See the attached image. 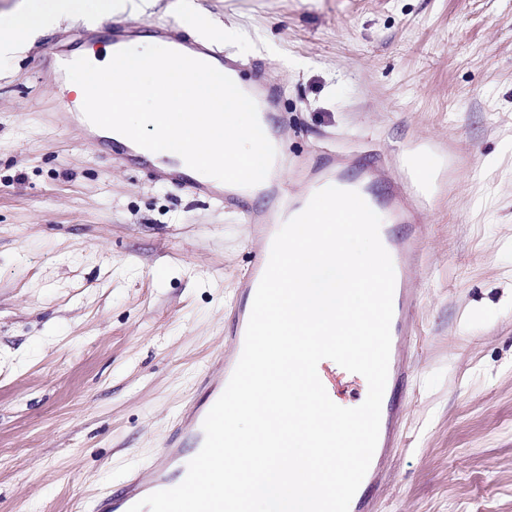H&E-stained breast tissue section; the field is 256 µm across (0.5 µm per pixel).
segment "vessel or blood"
<instances>
[{"instance_id":"b4317fda","label":"vessel or blood","mask_w":512,"mask_h":512,"mask_svg":"<svg viewBox=\"0 0 512 512\" xmlns=\"http://www.w3.org/2000/svg\"><path fill=\"white\" fill-rule=\"evenodd\" d=\"M155 34L174 51L207 62L225 72L233 68L232 63L212 46L192 41L165 28L156 29ZM263 74V69H256L244 89L256 99L260 113L264 114L269 104L276 100L278 90L265 83ZM342 165V159L335 152H327L323 174L314 183V190L328 186L349 189L351 186L343 174ZM162 176L172 185L195 196L220 202L225 210L233 212L242 209L249 193L248 188L231 184L217 188L199 174L184 169L175 159L168 161ZM356 189L371 209H381L387 214V221L381 226L379 236L392 258L395 271L391 350L381 406L378 451L374 453L365 478L350 503L351 512H374V493L383 480L382 453L398 447L400 441L397 422L404 401L398 398L397 393L406 386L409 368L407 344L415 331L412 314L418 306L415 280L422 271L423 253L413 190L401 171L388 169L379 154H370L368 166ZM247 222L254 262L236 283V302L224 325V341L212 355L209 369L201 379L207 393L205 400L184 409L175 417L150 462L130 473L120 493L98 496L93 504L94 512H128L132 505L146 496L175 487L177 481L185 479L188 462L201 450L204 443L203 422L226 389L241 357L255 294L268 265L272 242L279 231L270 214L263 210L250 211Z\"/></svg>"}]
</instances>
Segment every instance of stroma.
Masks as SVG:
<instances>
[{
    "mask_svg": "<svg viewBox=\"0 0 512 512\" xmlns=\"http://www.w3.org/2000/svg\"><path fill=\"white\" fill-rule=\"evenodd\" d=\"M172 26L267 67L289 167L422 152L419 330L376 512H512V0H112L0 51V512H89L224 337L243 212L57 122L61 59Z\"/></svg>",
    "mask_w": 512,
    "mask_h": 512,
    "instance_id": "35a3bbf8",
    "label": "stroma"
}]
</instances>
